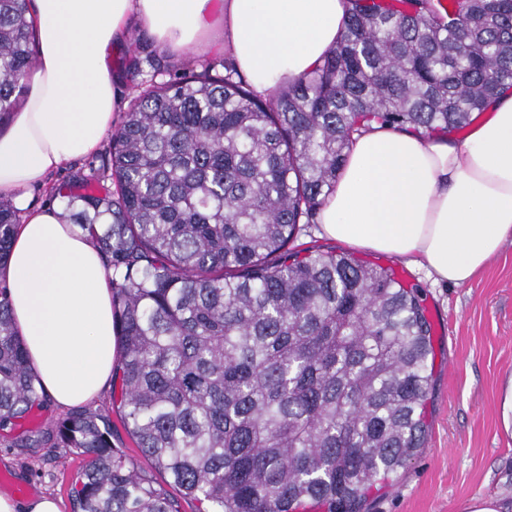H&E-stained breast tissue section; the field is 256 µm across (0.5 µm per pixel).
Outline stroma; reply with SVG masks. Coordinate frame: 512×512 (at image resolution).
<instances>
[{
	"mask_svg": "<svg viewBox=\"0 0 512 512\" xmlns=\"http://www.w3.org/2000/svg\"><path fill=\"white\" fill-rule=\"evenodd\" d=\"M138 61V71L127 70ZM223 63L218 47H200L193 55H158L154 42L139 31L130 48L112 53L113 70L124 73V95L134 99L138 85L168 81L166 62L194 65ZM110 136L96 153L65 163L44 185L29 192L32 206L60 208L59 192L73 175L91 174L106 163ZM363 260L392 266L407 285L420 288L423 305L441 330L432 334V381L428 392V426L420 448L395 480L375 493L362 512H466L472 499L493 497L512 508V435L501 423L500 391L512 376V239L469 283L434 281L426 270L376 253ZM88 409L109 415L112 443L140 469L149 464L122 426L111 390L88 402ZM15 432L0 431V491L31 487L33 495H50L61 512H73L72 482L85 463L72 448H20Z\"/></svg>",
	"mask_w": 512,
	"mask_h": 512,
	"instance_id": "stroma-1",
	"label": "stroma"
}]
</instances>
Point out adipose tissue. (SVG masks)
I'll use <instances>...</instances> for the list:
<instances>
[{
    "label": "adipose tissue",
    "instance_id": "ef3b65f1",
    "mask_svg": "<svg viewBox=\"0 0 512 512\" xmlns=\"http://www.w3.org/2000/svg\"><path fill=\"white\" fill-rule=\"evenodd\" d=\"M347 0H33L36 64L29 93L0 133V193L19 224L7 286L15 330L50 406L67 409L109 385L118 341L105 262L91 238L27 190L94 153L121 107L109 61L138 24L164 51L193 53L219 38L255 93L307 74L335 46ZM461 139L370 123L355 134L336 187L317 215L324 235L353 252L419 264L464 285L512 238V94Z\"/></svg>",
    "mask_w": 512,
    "mask_h": 512
}]
</instances>
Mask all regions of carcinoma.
<instances>
[{"mask_svg":"<svg viewBox=\"0 0 512 512\" xmlns=\"http://www.w3.org/2000/svg\"><path fill=\"white\" fill-rule=\"evenodd\" d=\"M30 0H0V124L35 63ZM311 72L257 95L230 60L135 97L64 220L112 273L121 422L163 481L81 411L17 445L85 457L74 512H358L422 446L431 326L393 268L289 248L373 121L458 132L512 89V0H348ZM111 182L109 188L105 182ZM16 211L0 200V267ZM0 283V430L41 401Z\"/></svg>","mask_w":512,"mask_h":512,"instance_id":"obj_1","label":"carcinoma"}]
</instances>
